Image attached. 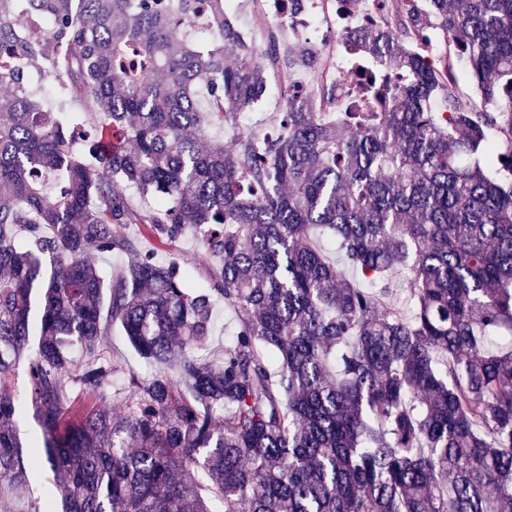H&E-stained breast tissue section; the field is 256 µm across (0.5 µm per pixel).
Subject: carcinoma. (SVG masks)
Instances as JSON below:
<instances>
[{
    "label": "carcinoma",
    "mask_w": 512,
    "mask_h": 512,
    "mask_svg": "<svg viewBox=\"0 0 512 512\" xmlns=\"http://www.w3.org/2000/svg\"><path fill=\"white\" fill-rule=\"evenodd\" d=\"M404 2L354 35L348 71L378 68L384 111L357 92L332 123V84L295 88L324 50L281 48L264 18L255 48L224 0H0V378L25 366L39 428L21 440L0 382V512H512V345L494 342L512 333V0ZM202 10L205 50L174 35ZM438 35L454 55L428 58ZM19 54L50 63L112 148L75 151ZM459 64L485 110L457 94ZM271 72L280 133L205 140ZM127 224L160 245L195 231L209 287ZM106 253L130 256L109 280ZM216 296L239 327L208 360ZM114 323L160 367L129 376L119 411ZM44 471L61 504L18 509Z\"/></svg>",
    "instance_id": "carcinoma-1"
}]
</instances>
